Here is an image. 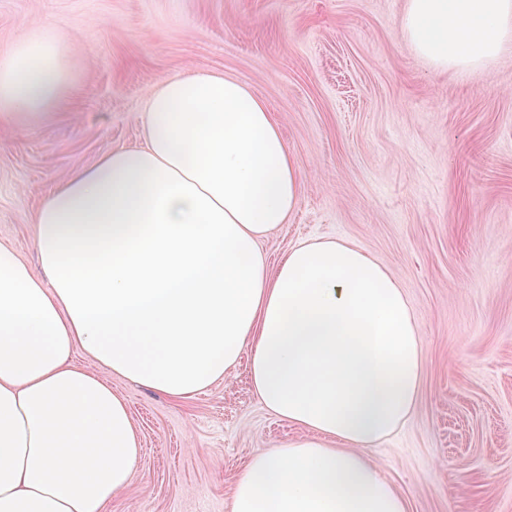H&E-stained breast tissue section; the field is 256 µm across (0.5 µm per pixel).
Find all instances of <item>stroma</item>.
<instances>
[{
    "mask_svg": "<svg viewBox=\"0 0 512 512\" xmlns=\"http://www.w3.org/2000/svg\"><path fill=\"white\" fill-rule=\"evenodd\" d=\"M405 0H0V47L61 31L77 74L52 121L0 123V244L34 273L36 212L69 172L143 142L146 101L185 71L238 79L304 174L270 267L346 239L404 288L426 364L409 421L368 449L411 512H512V52L432 69L401 34ZM98 375L128 403L142 455L112 512H229L251 458L302 436L257 400L249 359L172 399Z\"/></svg>",
    "mask_w": 512,
    "mask_h": 512,
    "instance_id": "stroma-1",
    "label": "stroma"
}]
</instances>
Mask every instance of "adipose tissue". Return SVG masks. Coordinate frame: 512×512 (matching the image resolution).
I'll return each mask as SVG.
<instances>
[{
	"mask_svg": "<svg viewBox=\"0 0 512 512\" xmlns=\"http://www.w3.org/2000/svg\"><path fill=\"white\" fill-rule=\"evenodd\" d=\"M400 28L437 70L474 73L512 49V0H406ZM74 71L50 28L1 47L0 122L53 118ZM143 128L142 146L70 172L42 201L44 277L0 245V512H107L128 486L141 441L95 365L182 399L246 351L255 395L304 434L250 460L229 512H410L364 453L420 393L403 289L344 240L300 242L270 269L259 241L298 208L303 174L237 79L164 80Z\"/></svg>",
	"mask_w": 512,
	"mask_h": 512,
	"instance_id": "1",
	"label": "adipose tissue"
}]
</instances>
